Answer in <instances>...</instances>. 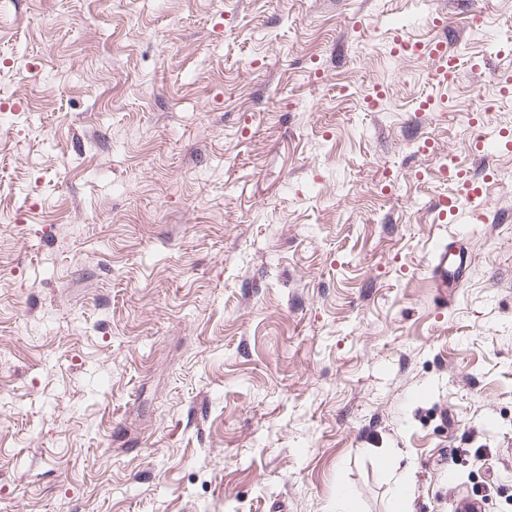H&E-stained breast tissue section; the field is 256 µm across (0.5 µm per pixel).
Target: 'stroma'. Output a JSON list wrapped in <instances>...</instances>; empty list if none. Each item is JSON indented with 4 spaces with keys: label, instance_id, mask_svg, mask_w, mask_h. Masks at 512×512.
I'll list each match as a JSON object with an SVG mask.
<instances>
[{
    "label": "stroma",
    "instance_id": "stroma-1",
    "mask_svg": "<svg viewBox=\"0 0 512 512\" xmlns=\"http://www.w3.org/2000/svg\"><path fill=\"white\" fill-rule=\"evenodd\" d=\"M509 71L512 0H0V512H512ZM392 42L393 49L397 52L412 50L416 55H427L430 58L431 67L428 72V80L436 90L446 89L454 82L459 69L458 63L455 56L448 52V47L442 42L430 43L424 47L419 42L403 40L398 34L393 36ZM484 195L483 189L478 184L467 183L463 190H460L456 196L442 198L436 203L438 211V220L444 221L449 211H459L465 204L471 203ZM427 268L434 288H437L438 301L444 304L448 300V294L443 291V288H448V276L459 275L463 271L461 248L451 243L438 246L431 254Z\"/></svg>",
    "mask_w": 512,
    "mask_h": 512
}]
</instances>
